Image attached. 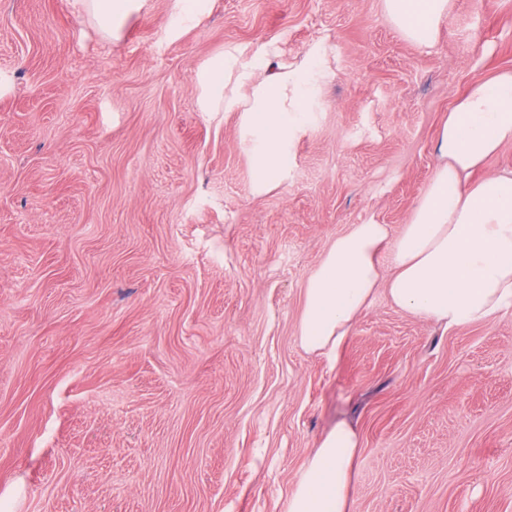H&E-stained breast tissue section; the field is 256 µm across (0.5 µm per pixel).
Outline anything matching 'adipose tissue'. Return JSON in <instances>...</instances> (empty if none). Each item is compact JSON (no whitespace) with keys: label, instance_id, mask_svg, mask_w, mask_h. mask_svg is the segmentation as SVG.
Instances as JSON below:
<instances>
[{"label":"adipose tissue","instance_id":"ef3b65f1","mask_svg":"<svg viewBox=\"0 0 512 512\" xmlns=\"http://www.w3.org/2000/svg\"><path fill=\"white\" fill-rule=\"evenodd\" d=\"M108 35L141 0H84ZM451 0H384L388 21L427 46L450 15ZM329 73L324 46L304 61L276 43L236 46L197 74L202 111L236 112L249 143L257 191L279 186L288 170V132L318 111ZM512 142V71L475 82L437 135L441 158L408 224L390 237L383 224H356L310 274L298 324L303 347L333 355L356 318L385 290L394 306L447 328L488 321L512 309V170L473 173ZM392 268L383 275L380 253ZM359 438L345 424L324 436L288 499V512H348Z\"/></svg>","mask_w":512,"mask_h":512}]
</instances>
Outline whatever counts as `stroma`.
Masks as SVG:
<instances>
[{"mask_svg":"<svg viewBox=\"0 0 512 512\" xmlns=\"http://www.w3.org/2000/svg\"><path fill=\"white\" fill-rule=\"evenodd\" d=\"M117 37L78 0H0V512H286L337 423L349 512H512V310L445 329L385 294L335 359L297 335L354 224L408 223L435 138L512 70V0H452L433 46L383 0H211ZM329 42L322 109L257 193L196 73L232 46ZM176 4L172 28L179 31L189 27L205 13L209 0H177Z\"/></svg>","mask_w":512,"mask_h":512,"instance_id":"stroma-1","label":"stroma"}]
</instances>
